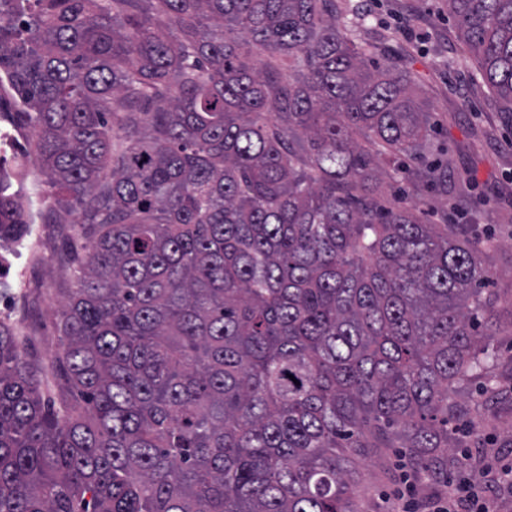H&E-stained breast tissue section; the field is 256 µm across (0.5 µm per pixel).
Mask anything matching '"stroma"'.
<instances>
[{
  "mask_svg": "<svg viewBox=\"0 0 512 512\" xmlns=\"http://www.w3.org/2000/svg\"><path fill=\"white\" fill-rule=\"evenodd\" d=\"M336 13L357 26L364 44L402 52L431 104L435 132L423 160L446 166L452 185L439 195L393 180L389 202L420 204L422 222L466 224L472 234L498 243L488 258L497 316L486 331L497 354L491 374L499 398L475 416L480 445L468 453L476 473L487 455L512 458V115L499 111L477 60L456 36L444 0H336ZM61 230L44 225L41 236L25 237L6 252L9 269L0 281V320L16 328L28 359L44 366V395L58 411L66 392L51 369L58 352L57 310L75 280ZM399 482V470L368 463L355 494L366 512H388Z\"/></svg>",
  "mask_w": 512,
  "mask_h": 512,
  "instance_id": "obj_1",
  "label": "stroma"
}]
</instances>
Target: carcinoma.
Segmentation results:
<instances>
[{"label":"carcinoma","mask_w":512,"mask_h":512,"mask_svg":"<svg viewBox=\"0 0 512 512\" xmlns=\"http://www.w3.org/2000/svg\"><path fill=\"white\" fill-rule=\"evenodd\" d=\"M446 5L512 115V0ZM0 119V241L74 215L55 372L81 403L0 322V512H361L355 459L439 479L478 438L492 239L385 200L430 112L335 0H0Z\"/></svg>","instance_id":"obj_1"}]
</instances>
